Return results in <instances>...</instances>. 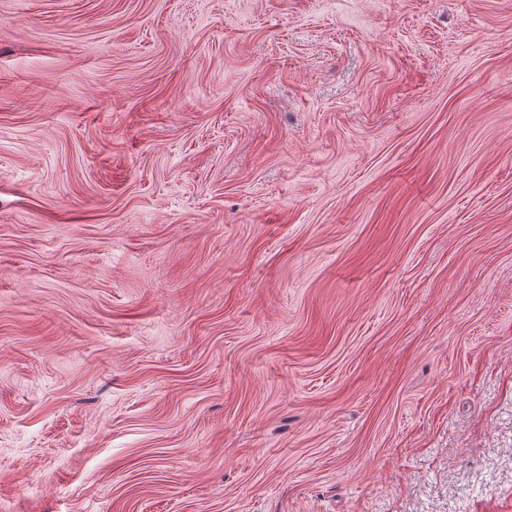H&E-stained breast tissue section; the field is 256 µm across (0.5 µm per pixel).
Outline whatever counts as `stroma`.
<instances>
[{
  "label": "stroma",
  "mask_w": 512,
  "mask_h": 512,
  "mask_svg": "<svg viewBox=\"0 0 512 512\" xmlns=\"http://www.w3.org/2000/svg\"><path fill=\"white\" fill-rule=\"evenodd\" d=\"M0 512H512V0H0Z\"/></svg>",
  "instance_id": "1"
}]
</instances>
